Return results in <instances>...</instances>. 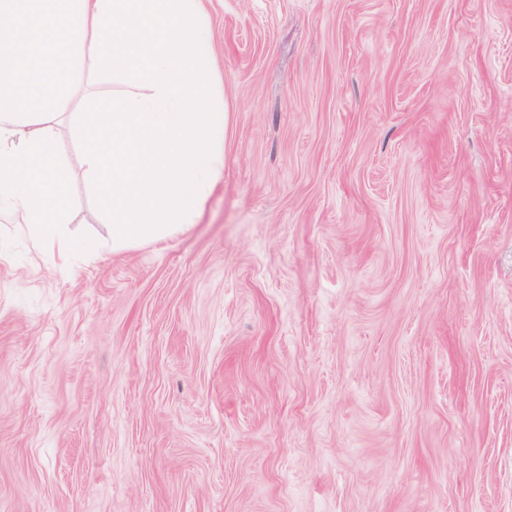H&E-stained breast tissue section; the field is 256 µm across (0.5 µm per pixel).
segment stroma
Wrapping results in <instances>:
<instances>
[{"mask_svg": "<svg viewBox=\"0 0 512 512\" xmlns=\"http://www.w3.org/2000/svg\"><path fill=\"white\" fill-rule=\"evenodd\" d=\"M190 231L0 214V512H512V0H210Z\"/></svg>", "mask_w": 512, "mask_h": 512, "instance_id": "obj_1", "label": "stroma"}]
</instances>
